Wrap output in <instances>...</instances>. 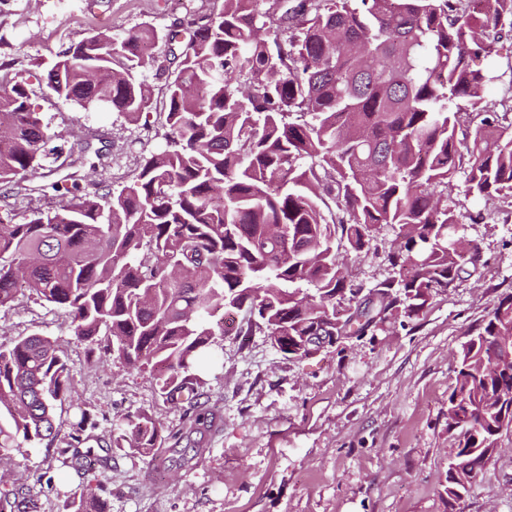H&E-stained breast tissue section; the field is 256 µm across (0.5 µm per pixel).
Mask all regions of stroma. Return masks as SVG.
Masks as SVG:
<instances>
[{
    "label": "stroma",
    "instance_id": "35a3bbf8",
    "mask_svg": "<svg viewBox=\"0 0 512 512\" xmlns=\"http://www.w3.org/2000/svg\"><path fill=\"white\" fill-rule=\"evenodd\" d=\"M213 0H11L0 11V34L24 42L0 53V64L25 75L49 66L77 40L106 30L123 36L152 25L148 51L164 57L168 35L187 13ZM151 87L138 122L109 110L84 111L31 81L30 99L63 154L78 153L81 192H104L134 172L142 156L165 144V76L143 71ZM50 179L0 184V224H21L32 208L55 207ZM448 203L459 233L476 245L483 264L421 313L398 314L366 336L346 339L297 361L278 353L265 332L239 335L242 313L224 315V341L204 364L200 407H216L217 424L194 430L187 404L165 400L152 372L112 362L90 364L69 323L52 305L19 297L0 310V342L39 332L58 338L74 362L75 397L90 413L95 435L141 409L164 428L168 462L155 472L148 458L116 453L108 483L112 512H448L442 483L452 441L448 396L457 353L468 331L512 290V205L501 197L465 196L454 180ZM396 235L382 226L364 258H349L353 282L370 290L393 275L385 254ZM202 457L184 462V449ZM457 512H512V429ZM41 512H61L62 493L79 481L52 449L13 451Z\"/></svg>",
    "mask_w": 512,
    "mask_h": 512
}]
</instances>
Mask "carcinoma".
Segmentation results:
<instances>
[{
	"label": "carcinoma",
	"mask_w": 512,
	"mask_h": 512,
	"mask_svg": "<svg viewBox=\"0 0 512 512\" xmlns=\"http://www.w3.org/2000/svg\"><path fill=\"white\" fill-rule=\"evenodd\" d=\"M257 3L220 0L192 15L188 40L162 61L140 54L157 38L150 26L72 43L46 78L82 110L136 122L150 99L141 71L167 74L165 146L115 189L0 224V309L24 291L53 305L87 362L151 369L168 401L198 399L228 311L246 312L245 334L267 331L290 359L311 356L306 336L333 346L401 307L421 312L483 264L478 248L455 247L450 183L460 176L467 196L512 199V121L460 124L494 81L503 115L512 112V65L495 75L476 64L512 33V0H272L262 15ZM27 86L0 66L1 184L47 177L62 154ZM330 201L341 216L326 217ZM383 224L398 227L385 255L396 276L357 303L336 244L366 255ZM58 407L74 411L65 433L54 426ZM511 428L508 292L458 352L448 508ZM94 429L56 339L35 332L0 345V462L9 465L0 512H41L11 466L13 448L44 443L66 457L81 481L63 512H108L112 454L95 445L152 458L166 444L146 410L120 418L105 440Z\"/></svg>",
	"instance_id": "obj_1"
}]
</instances>
